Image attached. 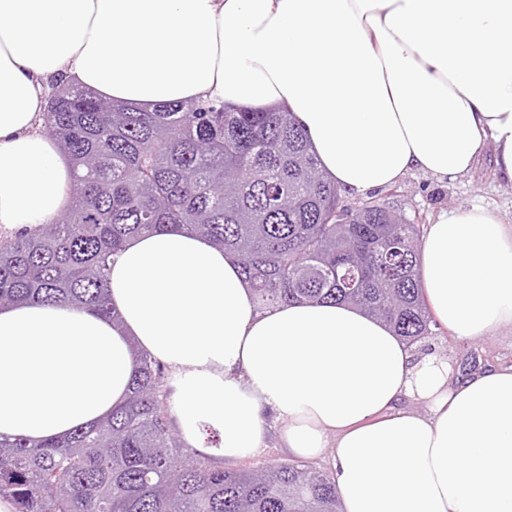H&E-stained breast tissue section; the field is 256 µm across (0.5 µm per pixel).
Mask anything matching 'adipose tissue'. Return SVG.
Segmentation results:
<instances>
[{
	"mask_svg": "<svg viewBox=\"0 0 512 512\" xmlns=\"http://www.w3.org/2000/svg\"><path fill=\"white\" fill-rule=\"evenodd\" d=\"M55 82L148 111L284 108L356 194L413 169L468 173L488 146L512 185V0H0V228L12 234L73 201L72 162L40 130ZM419 274L455 337L512 328V225L496 214L434 218ZM109 293V317L0 306V439L98 422L146 353L170 371V413L195 455L254 454L272 416L293 456L328 459L343 512H512V365L457 378L449 358L350 305L258 311L236 258L182 226L130 238Z\"/></svg>",
	"mask_w": 512,
	"mask_h": 512,
	"instance_id": "obj_1",
	"label": "adipose tissue"
}]
</instances>
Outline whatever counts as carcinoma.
Wrapping results in <instances>:
<instances>
[{
  "label": "carcinoma",
  "mask_w": 512,
  "mask_h": 512,
  "mask_svg": "<svg viewBox=\"0 0 512 512\" xmlns=\"http://www.w3.org/2000/svg\"><path fill=\"white\" fill-rule=\"evenodd\" d=\"M48 101L43 130L81 174L69 210L0 239V304L108 316L111 257L139 233L178 224L233 253L261 307L343 303L412 344L431 334L420 225L378 199L343 203L289 113L215 102L149 112L74 87ZM0 497L17 512H339L331 476L309 465L228 471L185 454L148 356L100 422L64 440H0Z\"/></svg>",
  "instance_id": "obj_1"
}]
</instances>
